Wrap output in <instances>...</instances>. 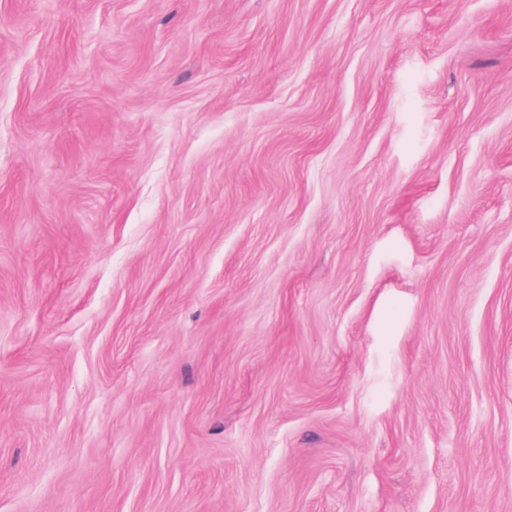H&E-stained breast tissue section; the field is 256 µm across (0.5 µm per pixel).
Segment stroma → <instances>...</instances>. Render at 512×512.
I'll use <instances>...</instances> for the list:
<instances>
[{
  "label": "stroma",
  "instance_id": "1",
  "mask_svg": "<svg viewBox=\"0 0 512 512\" xmlns=\"http://www.w3.org/2000/svg\"><path fill=\"white\" fill-rule=\"evenodd\" d=\"M0 512H512V0H0Z\"/></svg>",
  "mask_w": 512,
  "mask_h": 512
}]
</instances>
